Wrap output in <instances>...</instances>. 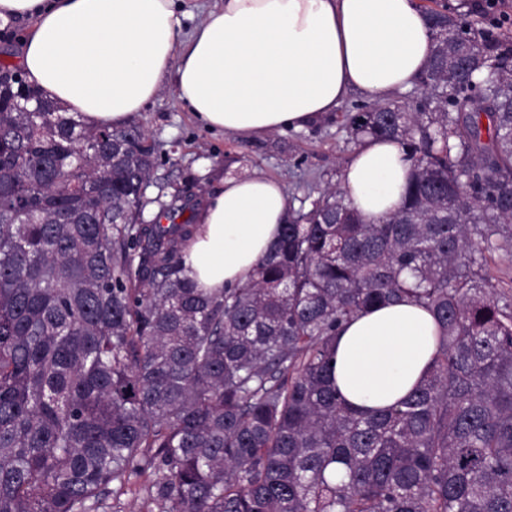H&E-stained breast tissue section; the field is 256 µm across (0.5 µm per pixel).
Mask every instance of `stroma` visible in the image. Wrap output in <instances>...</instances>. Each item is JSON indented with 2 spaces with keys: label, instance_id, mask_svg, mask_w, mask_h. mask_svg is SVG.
I'll use <instances>...</instances> for the list:
<instances>
[{
  "label": "stroma",
  "instance_id": "stroma-1",
  "mask_svg": "<svg viewBox=\"0 0 512 512\" xmlns=\"http://www.w3.org/2000/svg\"><path fill=\"white\" fill-rule=\"evenodd\" d=\"M448 6L469 14L474 28L512 41V0H448ZM364 102L363 96L353 94L317 124L241 138L200 125L179 100L172 83H165L130 120L158 146L146 191L150 203L145 219H152L158 201L169 200L175 189L200 185L211 194L226 178L256 172L279 180L292 207H301L307 194L336 182L353 150L344 115Z\"/></svg>",
  "mask_w": 512,
  "mask_h": 512
}]
</instances>
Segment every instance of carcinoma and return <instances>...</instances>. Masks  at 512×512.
Here are the masks:
<instances>
[{
	"label": "carcinoma",
	"instance_id": "cac0c4a2",
	"mask_svg": "<svg viewBox=\"0 0 512 512\" xmlns=\"http://www.w3.org/2000/svg\"><path fill=\"white\" fill-rule=\"evenodd\" d=\"M433 3L419 111L346 116L403 149L400 206L371 222L329 186L212 292L177 222L203 195L144 221L145 134L0 63V512H94L146 473L159 512H512V298L486 268L512 245V45ZM393 302L433 313L437 354L364 414L332 383L336 334Z\"/></svg>",
	"mask_w": 512,
	"mask_h": 512
}]
</instances>
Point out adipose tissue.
<instances>
[{"label": "adipose tissue", "mask_w": 512, "mask_h": 512, "mask_svg": "<svg viewBox=\"0 0 512 512\" xmlns=\"http://www.w3.org/2000/svg\"><path fill=\"white\" fill-rule=\"evenodd\" d=\"M176 0H0V21H31L26 81L88 121L121 128L172 79L205 128L239 136L298 130L350 92L413 86L433 42L416 0H224L184 33ZM410 172L397 144L367 138L342 170L348 202L388 216ZM290 202L280 181L231 177L210 195L187 249L205 289L244 284L277 240ZM437 326L408 303L362 313L338 332L333 381L355 409L396 405L424 378Z\"/></svg>", "instance_id": "ef3b65f1"}]
</instances>
